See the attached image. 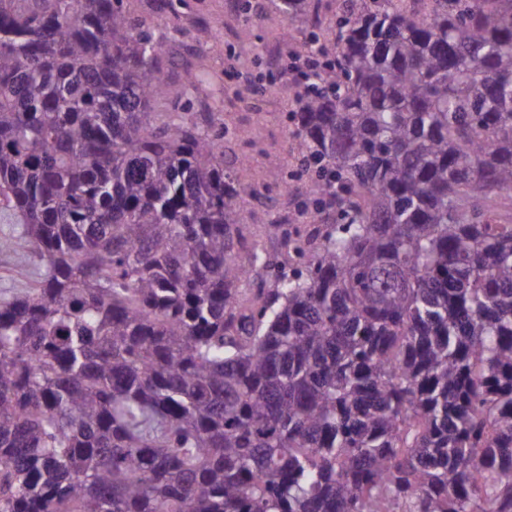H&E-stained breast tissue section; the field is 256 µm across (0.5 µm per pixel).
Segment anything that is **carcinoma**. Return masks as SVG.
Returning a JSON list of instances; mask_svg holds the SVG:
<instances>
[{
	"mask_svg": "<svg viewBox=\"0 0 512 512\" xmlns=\"http://www.w3.org/2000/svg\"><path fill=\"white\" fill-rule=\"evenodd\" d=\"M312 0H278L289 22ZM131 0H0V512H512V0H342L268 225ZM36 259L23 247L0 251V300L10 299L30 283L26 273L35 271Z\"/></svg>",
	"mask_w": 512,
	"mask_h": 512,
	"instance_id": "1",
	"label": "carcinoma"
}]
</instances>
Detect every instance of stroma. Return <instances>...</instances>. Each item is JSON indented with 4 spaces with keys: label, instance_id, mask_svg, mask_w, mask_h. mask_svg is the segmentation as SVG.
Here are the masks:
<instances>
[{
    "label": "stroma",
    "instance_id": "1",
    "mask_svg": "<svg viewBox=\"0 0 512 512\" xmlns=\"http://www.w3.org/2000/svg\"><path fill=\"white\" fill-rule=\"evenodd\" d=\"M270 5L271 0H186L172 16L165 13L163 0L133 4L136 17H161L172 31L162 50L172 91H179L184 70L198 72L194 109L215 113L225 128L248 130L247 138L225 141L224 164L239 183L260 190V197L245 200L248 222L259 231L270 216L284 220L312 205L299 175L289 119L299 88L286 72L293 43L304 40L312 25L286 22ZM203 26L215 37L201 44L195 34ZM248 82L255 91L241 97L238 89ZM36 267L26 248L0 251V300L26 289Z\"/></svg>",
    "mask_w": 512,
    "mask_h": 512
}]
</instances>
